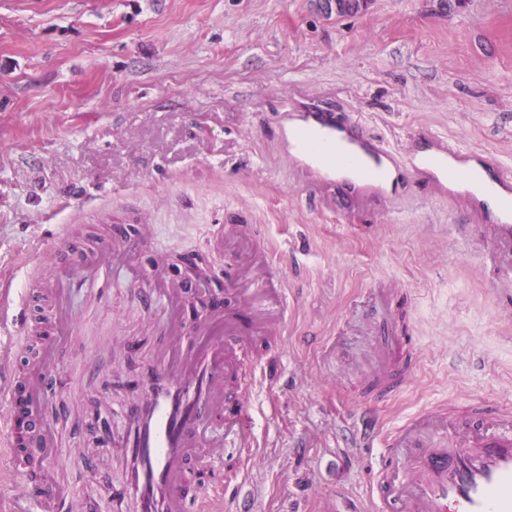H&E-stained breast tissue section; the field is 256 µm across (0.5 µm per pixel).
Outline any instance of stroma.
Segmentation results:
<instances>
[{
	"instance_id": "obj_1",
	"label": "stroma",
	"mask_w": 512,
	"mask_h": 512,
	"mask_svg": "<svg viewBox=\"0 0 512 512\" xmlns=\"http://www.w3.org/2000/svg\"><path fill=\"white\" fill-rule=\"evenodd\" d=\"M306 111L397 160L437 139L512 171V0H372L343 18L316 0H0V280L23 291L34 256L53 278L57 229L77 253L147 226L137 264L185 286L187 323L204 310L191 258L247 335L256 313L225 285L252 277V249L276 254L286 322L245 375L255 512L366 502L381 433L429 403L512 405V263L493 222L407 170L388 198L325 181L290 151ZM71 305L49 473L66 512H133L112 425L154 368L166 307L120 274Z\"/></svg>"
}]
</instances>
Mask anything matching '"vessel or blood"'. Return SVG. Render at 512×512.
<instances>
[{
  "label": "vessel or blood",
  "instance_id": "vessel-or-blood-1",
  "mask_svg": "<svg viewBox=\"0 0 512 512\" xmlns=\"http://www.w3.org/2000/svg\"><path fill=\"white\" fill-rule=\"evenodd\" d=\"M302 139L321 164L358 170L362 179L353 189L360 195L384 193L383 149L344 137L333 121L304 127ZM55 247L67 277L44 295L53 309V334L75 325L67 307L73 289L94 290L107 280L114 260L134 269L137 259L136 250L113 242L77 256L62 234L56 235ZM131 285L146 299L168 298L169 312L167 340L155 352L157 372L144 380L140 401L123 425L125 491L137 512H190L189 472L223 471L225 449L248 448L253 442L250 406L228 399L239 365L224 337L237 331L238 322L215 298L195 335H186L180 315L182 291L168 284L160 269L135 273ZM243 293L265 294L277 307L270 326H283L280 273L249 285ZM0 317L19 322L23 336L35 333L6 289L0 291ZM55 363L51 339L41 340L36 365L6 394L8 404L23 406L33 424L28 443L44 459L54 446L42 406ZM383 444L387 457L374 478L381 512H512V408L491 401L468 406L437 403L406 419ZM27 484L30 497L12 500L8 512H61L65 499L55 483L42 477Z\"/></svg>",
  "mask_w": 512,
  "mask_h": 512
}]
</instances>
